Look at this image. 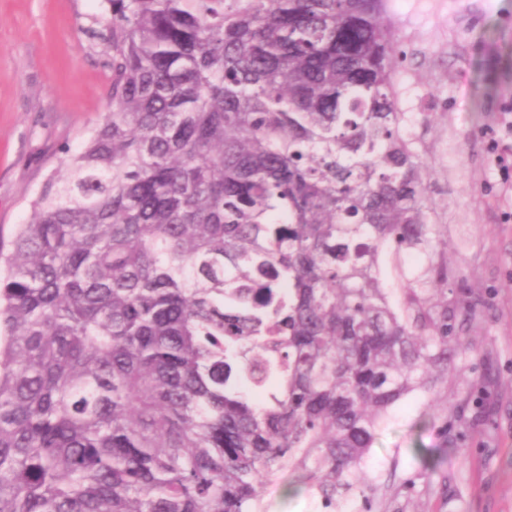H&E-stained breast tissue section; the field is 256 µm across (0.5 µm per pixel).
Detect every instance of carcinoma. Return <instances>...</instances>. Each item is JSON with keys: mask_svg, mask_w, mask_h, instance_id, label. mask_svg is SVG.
Here are the masks:
<instances>
[{"mask_svg": "<svg viewBox=\"0 0 512 512\" xmlns=\"http://www.w3.org/2000/svg\"><path fill=\"white\" fill-rule=\"evenodd\" d=\"M112 111L0 244V512L353 490L470 351L388 0H106Z\"/></svg>", "mask_w": 512, "mask_h": 512, "instance_id": "cac0c4a2", "label": "carcinoma"}]
</instances>
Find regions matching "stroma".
I'll return each instance as SVG.
<instances>
[{
    "instance_id": "stroma-1",
    "label": "stroma",
    "mask_w": 512,
    "mask_h": 512,
    "mask_svg": "<svg viewBox=\"0 0 512 512\" xmlns=\"http://www.w3.org/2000/svg\"><path fill=\"white\" fill-rule=\"evenodd\" d=\"M399 58L397 108L422 141L427 195L458 230L448 265L482 297L466 328L465 375L449 383L455 409L427 391L381 427L357 487L335 512H512V182L495 153L512 155V0H389ZM104 0H0V239L30 217L62 147H78L112 109ZM486 393L470 425L468 379ZM295 474L264 492L268 512H325Z\"/></svg>"
}]
</instances>
